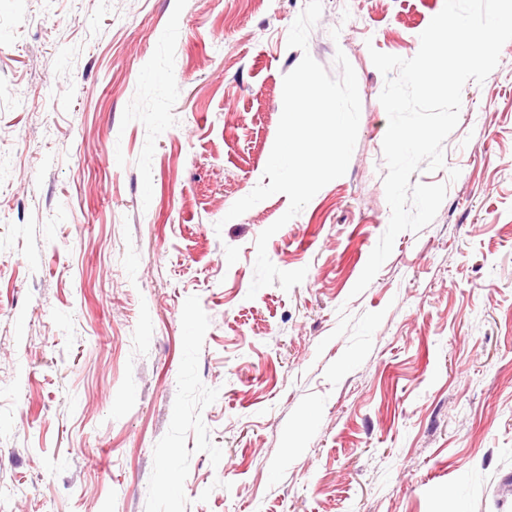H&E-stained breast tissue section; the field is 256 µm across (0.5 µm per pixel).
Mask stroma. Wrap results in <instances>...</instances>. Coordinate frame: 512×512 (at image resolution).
Returning <instances> with one entry per match:
<instances>
[{
    "mask_svg": "<svg viewBox=\"0 0 512 512\" xmlns=\"http://www.w3.org/2000/svg\"><path fill=\"white\" fill-rule=\"evenodd\" d=\"M445 0H0V512H512V41L468 82L447 196L390 219L385 79ZM344 52V176L267 244L283 77Z\"/></svg>",
    "mask_w": 512,
    "mask_h": 512,
    "instance_id": "1",
    "label": "stroma"
}]
</instances>
